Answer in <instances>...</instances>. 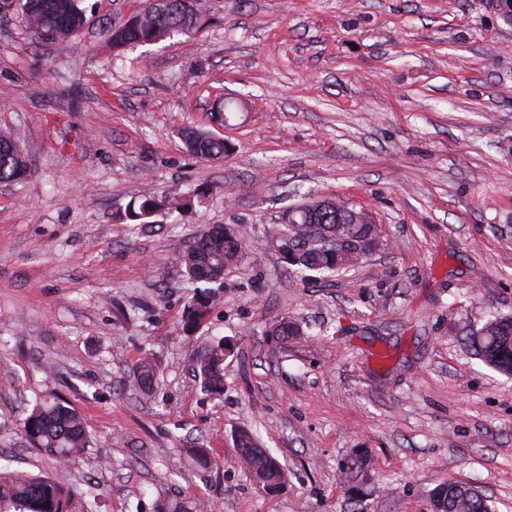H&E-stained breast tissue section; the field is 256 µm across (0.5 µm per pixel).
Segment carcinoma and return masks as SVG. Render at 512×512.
<instances>
[{
	"mask_svg": "<svg viewBox=\"0 0 512 512\" xmlns=\"http://www.w3.org/2000/svg\"><path fill=\"white\" fill-rule=\"evenodd\" d=\"M83 0H0V14L5 16L19 8L25 16L32 42L67 44L85 25ZM203 14L200 0H163L142 9L126 23L109 30L115 47L129 44H153L173 34L186 33L196 27ZM187 151L197 157L219 159L231 150L222 138L204 131L185 133ZM22 149L5 133L0 134V183L22 180ZM181 203L168 197H155L130 207L127 217L141 224L162 211L172 212ZM299 211H283L272 224L271 247L293 253L290 266L299 273L333 274L358 265L382 245L380 228L362 210L333 201L313 199L298 205ZM243 257L242 239L222 225L205 229L195 245L179 259L189 278L217 282L224 270ZM207 313V304L197 300L189 304L185 322L197 324ZM472 347L498 370L512 374V316H489L473 336ZM224 343L205 347L197 359V374L204 391L224 393ZM155 366L145 358L138 367L137 382L150 389ZM23 430L33 447L60 464H71L89 445L80 415L63 398L48 394L36 399L22 420ZM240 462L264 489L278 487L285 478L281 464L262 448L255 436L241 431L237 436ZM199 468L212 471L220 461L204 448L186 449ZM369 462L358 449L346 458L341 474L351 488L359 492L368 479ZM206 505H188L178 499L162 504V512H204ZM0 512H73L72 494L60 473L34 475L12 470L0 464ZM429 512H491L488 498L466 484L446 480L429 493Z\"/></svg>",
	"mask_w": 512,
	"mask_h": 512,
	"instance_id": "carcinoma-1",
	"label": "carcinoma"
}]
</instances>
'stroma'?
Listing matches in <instances>:
<instances>
[{
	"mask_svg": "<svg viewBox=\"0 0 512 512\" xmlns=\"http://www.w3.org/2000/svg\"><path fill=\"white\" fill-rule=\"evenodd\" d=\"M198 30L113 48L144 0H84L68 48L0 18V132L25 150L0 184V453L53 472L20 426L36 396L82 416L90 444L65 470L98 496L74 512H155L175 496L212 512H428L455 479L512 512V378L471 334L512 316V0H201ZM238 104L226 125L212 115ZM234 145L187 154L182 133ZM195 193L136 230L129 204ZM310 199L366 211L384 245L309 282L269 245L279 212ZM221 224L245 242L196 291L178 254ZM300 328L282 338L272 318ZM224 392L194 382L220 340ZM150 392L136 383L143 356ZM285 467L265 490L239 430ZM197 442L221 460L203 472ZM361 448L374 482L340 473Z\"/></svg>",
	"mask_w": 512,
	"mask_h": 512,
	"instance_id": "stroma-1",
	"label": "stroma"
}]
</instances>
